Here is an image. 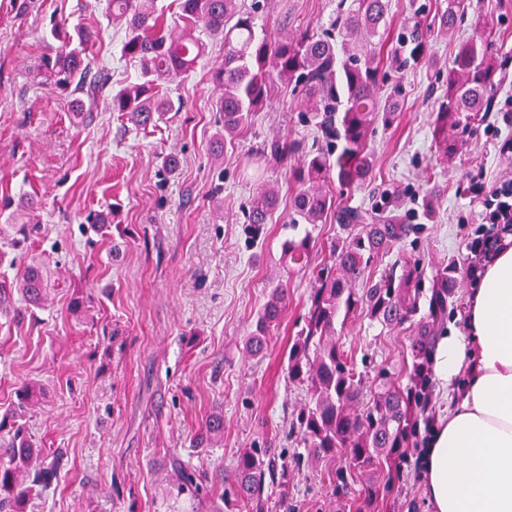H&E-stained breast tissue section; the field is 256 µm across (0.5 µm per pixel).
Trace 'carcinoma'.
<instances>
[{"label":"carcinoma","instance_id":"obj_1","mask_svg":"<svg viewBox=\"0 0 512 512\" xmlns=\"http://www.w3.org/2000/svg\"><path fill=\"white\" fill-rule=\"evenodd\" d=\"M158 0H105L107 17L124 25L121 58L136 64L138 76L112 91V111L144 129L172 111L177 103L163 86L192 72L205 55L204 38L224 42V67L214 79L223 89L217 99L221 127L214 140V155L245 132L256 112L281 96L285 89L303 98L309 120L322 145L306 150L298 140H268L256 158L257 169L271 162L300 156L294 172L292 229L304 224L303 236L283 245L285 265L297 270L310 267L312 229L336 210L340 234L330 244L335 269L320 270L310 296L304 326L288 347V380L306 388L304 403L289 423L288 437L304 448L312 464H345L328 472L330 498L336 512H377L379 501L400 481V462L416 438L421 423L429 419L432 359L460 287L455 260L434 264L428 310L418 316L424 272L418 262H395L378 278L370 271L379 257L417 233L418 227L402 213L400 194L390 192L370 208H335L325 186L357 188L371 182L374 155L368 133L378 122H390L402 97V84L384 88L380 67L390 36L389 0H339L336 17L328 27L286 37L258 38L252 13L259 0H175L183 32L174 37L163 25L165 9ZM470 0H447L437 16L438 29L453 28ZM420 10L400 37L405 62L430 64ZM50 42L33 68L35 78L67 99L75 117L92 110L95 96L109 87L108 73L93 71L87 52L96 44L98 31L82 23L51 20ZM512 64L487 39H471L459 49L448 69V91L439 105L433 138L441 157L457 150L458 130L480 123L495 106L496 75ZM278 205L274 189L266 187L251 198L243 216L253 232L268 224ZM84 223L96 232L108 228V214L91 211ZM365 280L362 288L357 280ZM18 292L31 308L48 298V276L38 265L24 267L15 281L0 282V304ZM288 306V289L272 288L246 340L253 356L263 354L267 334L278 325ZM363 312L385 326H407L408 383L397 382L390 370L377 368L370 383L356 372L354 362L336 341V321ZM44 390L24 382L16 388V401L0 413V512H26L27 501L46 492L57 469L45 463L42 449L33 447L26 430L30 410L41 404ZM204 438H224V419L218 415L205 423ZM288 454L271 448H244L231 474L220 473L224 508L236 512H267L273 491L288 498ZM180 492L195 496L196 475L181 465ZM362 488L354 490L357 477Z\"/></svg>","mask_w":512,"mask_h":512}]
</instances>
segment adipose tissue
<instances>
[{"label": "adipose tissue", "mask_w": 512, "mask_h": 512, "mask_svg": "<svg viewBox=\"0 0 512 512\" xmlns=\"http://www.w3.org/2000/svg\"><path fill=\"white\" fill-rule=\"evenodd\" d=\"M446 402L423 457L430 512H512V248L471 293L464 331L439 337Z\"/></svg>", "instance_id": "adipose-tissue-1"}]
</instances>
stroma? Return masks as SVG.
Listing matches in <instances>:
<instances>
[{"mask_svg":"<svg viewBox=\"0 0 512 512\" xmlns=\"http://www.w3.org/2000/svg\"><path fill=\"white\" fill-rule=\"evenodd\" d=\"M432 63L401 66L385 55L387 77H401L405 92L391 124L369 137L375 178L343 191L341 202L367 206L400 190L407 215L420 230L379 258L377 268L442 259L466 266L469 244L481 230L478 215L491 185L512 173V120L494 111L460 132L451 162L439 158L432 123L460 44L484 38L512 51V0H473L448 34L434 18L444 0H419ZM338 0H264L258 33L278 38L328 26ZM97 27L93 65L110 70L111 83L134 79L137 69L120 59L121 30L97 0H0V279L24 266L55 273L43 308L0 315V407L24 382L42 383L46 402L31 410L27 431L57 464V481L30 499L26 512H213L216 495L178 493L177 464L216 483L233 469L242 449H288L291 416L304 387L285 371L288 346L303 326L315 286L314 269L329 267L327 247L337 236L334 216L313 232L323 248L312 270L290 271L281 245L294 232L291 172L297 158L269 166L253 178L249 166L262 143L282 136L316 143L301 97L284 92L257 113L252 126L224 149L216 166L212 144L220 94L214 73L224 64L221 40L194 72L169 84L183 108L143 130L128 127L109 94L99 95L93 118L74 120L67 101L38 84L32 68L45 49L52 18ZM177 154L179 169L160 167ZM441 196L433 220L422 215L426 169ZM275 186L279 209L252 237L243 210L262 184ZM41 207L26 213L28 198ZM112 214L102 235L81 230L88 211ZM34 229L12 246L21 222ZM288 287V306L271 328L263 356L247 354L245 341L277 283ZM82 297L86 310L70 309ZM406 330L361 315L337 324L336 337L358 370L386 365L405 374ZM224 416V441L212 448L195 441L207 417ZM403 477L379 512H428L419 451L401 465ZM323 468L307 462L288 469V496L272 494L268 512H331Z\"/></svg>","mask_w":512,"mask_h":512,"instance_id":"obj_1","label":"stroma"}]
</instances>
